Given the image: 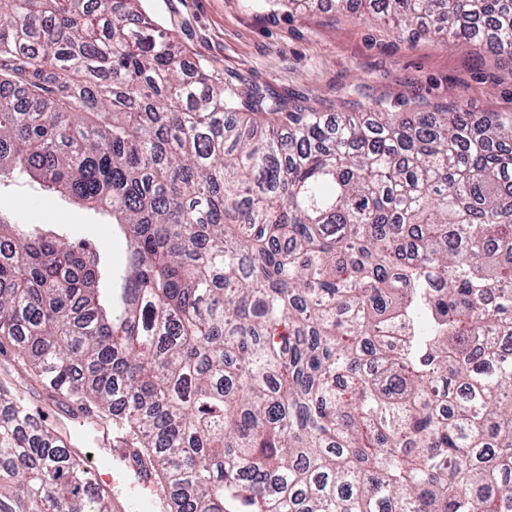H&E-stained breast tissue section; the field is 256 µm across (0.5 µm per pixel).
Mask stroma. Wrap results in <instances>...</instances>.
Wrapping results in <instances>:
<instances>
[{
	"mask_svg": "<svg viewBox=\"0 0 512 512\" xmlns=\"http://www.w3.org/2000/svg\"><path fill=\"white\" fill-rule=\"evenodd\" d=\"M143 6L176 33L191 59L218 62L225 80L299 96L330 113L353 111L365 98L512 113V61L478 43L438 35L412 40L392 26L363 23L356 10L336 11L329 0L293 10L257 9L249 0H144ZM0 210L13 223L98 246L102 287H111L113 272L125 266L126 241L109 217L27 179L0 186ZM1 381L22 391L33 412L77 448H98L99 422L79 420L69 401L19 379L8 349L0 353Z\"/></svg>",
	"mask_w": 512,
	"mask_h": 512,
	"instance_id": "35a3bbf8",
	"label": "stroma"
}]
</instances>
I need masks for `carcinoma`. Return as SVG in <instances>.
I'll return each mask as SVG.
<instances>
[{"mask_svg":"<svg viewBox=\"0 0 512 512\" xmlns=\"http://www.w3.org/2000/svg\"><path fill=\"white\" fill-rule=\"evenodd\" d=\"M375 2L512 58V0ZM140 4L0 0V177L128 247L105 296L98 251L0 216V348L123 419L165 512H512V113L329 122ZM0 512H113L2 383Z\"/></svg>","mask_w":512,"mask_h":512,"instance_id":"carcinoma-1","label":"carcinoma"}]
</instances>
